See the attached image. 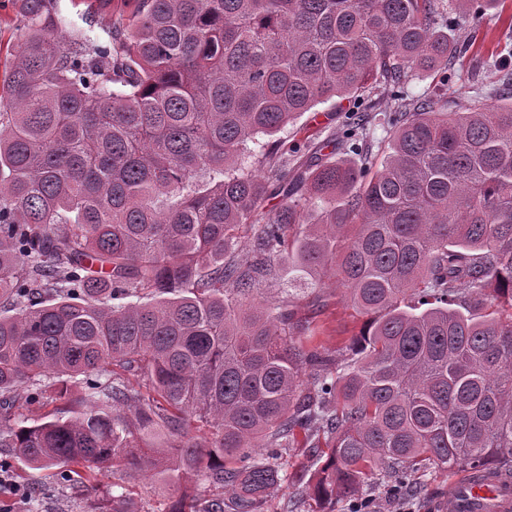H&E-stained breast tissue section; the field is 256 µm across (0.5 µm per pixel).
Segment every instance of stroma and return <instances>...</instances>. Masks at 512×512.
Returning a JSON list of instances; mask_svg holds the SVG:
<instances>
[{
	"label": "stroma",
	"instance_id": "1",
	"mask_svg": "<svg viewBox=\"0 0 512 512\" xmlns=\"http://www.w3.org/2000/svg\"><path fill=\"white\" fill-rule=\"evenodd\" d=\"M58 4L70 31L91 26L100 32L111 28L119 16L115 5L102 8L96 0H85L77 7L71 0H58ZM449 29L466 51L449 59L447 84L416 72L406 82L405 91L410 98L424 100L433 95L436 87H444L449 110L458 111L478 91H488L512 80V0H487L477 18L452 15ZM393 109V102L383 93L343 101L334 99L302 114L277 138L288 148L339 141L348 119L359 118L366 125L373 154L380 156L389 146L391 130L385 117ZM257 298L271 307L291 309L297 317L308 320L309 331L299 340L307 349L336 353L362 324L334 279L323 278L316 286L293 282L282 262L275 263L270 275L264 278ZM281 463L288 481L263 499L259 512H316L317 506L307 491L308 480L318 466L313 453L306 448L286 450L281 454ZM0 473L6 476L5 482L0 483V512H111L113 496L121 493L126 496L125 512H169L172 503L186 491L201 501L224 494L202 473L184 488L158 480L150 473L124 481L112 467L99 471L93 490L79 493L60 480L58 469L30 466L12 448H0ZM457 480L454 473L432 472L416 495L343 499L337 501L336 512H352L357 505L364 512H448ZM19 487L37 492V502L20 501L15 493Z\"/></svg>",
	"mask_w": 512,
	"mask_h": 512
}]
</instances>
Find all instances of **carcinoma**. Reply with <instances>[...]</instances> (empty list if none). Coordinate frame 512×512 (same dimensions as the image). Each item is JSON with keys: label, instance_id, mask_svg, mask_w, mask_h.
Wrapping results in <instances>:
<instances>
[{"label": "carcinoma", "instance_id": "1", "mask_svg": "<svg viewBox=\"0 0 512 512\" xmlns=\"http://www.w3.org/2000/svg\"><path fill=\"white\" fill-rule=\"evenodd\" d=\"M123 3L109 39L64 42L57 0H21L0 74V448L85 487L116 463L224 488L169 512H256L298 429L324 458L323 512L377 469L402 491L417 473L512 472V97L450 112L400 91L460 51L445 4ZM384 85L397 112L377 163L361 128L341 142L359 167L249 149ZM274 256L309 283L332 272L366 317L337 354L296 348L308 326L288 308L238 302ZM63 380L75 415L15 421L19 387L48 400Z\"/></svg>", "mask_w": 512, "mask_h": 512}]
</instances>
